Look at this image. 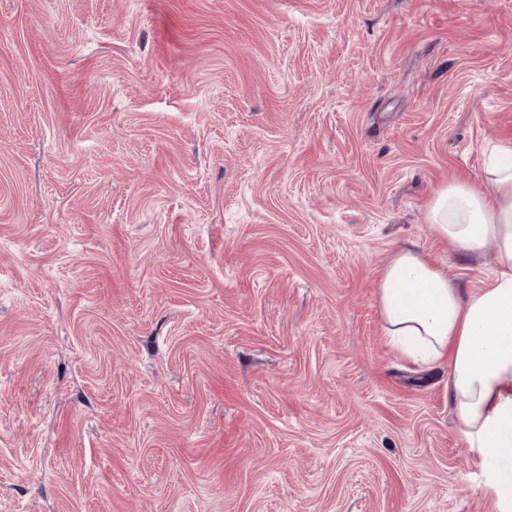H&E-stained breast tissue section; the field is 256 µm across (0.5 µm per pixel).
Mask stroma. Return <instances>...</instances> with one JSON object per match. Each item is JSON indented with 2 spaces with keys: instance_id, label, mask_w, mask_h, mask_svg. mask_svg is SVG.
<instances>
[{
  "instance_id": "35a3bbf8",
  "label": "stroma",
  "mask_w": 512,
  "mask_h": 512,
  "mask_svg": "<svg viewBox=\"0 0 512 512\" xmlns=\"http://www.w3.org/2000/svg\"><path fill=\"white\" fill-rule=\"evenodd\" d=\"M512 139V0H0V512H512L377 282Z\"/></svg>"
}]
</instances>
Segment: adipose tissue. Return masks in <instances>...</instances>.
Wrapping results in <instances>:
<instances>
[{
  "mask_svg": "<svg viewBox=\"0 0 512 512\" xmlns=\"http://www.w3.org/2000/svg\"><path fill=\"white\" fill-rule=\"evenodd\" d=\"M427 220L463 258L494 245V274L464 292L420 252L397 250L378 281L384 332L412 361L448 362L461 432L495 467L498 497L512 501V142L495 146L483 186L440 189Z\"/></svg>",
  "mask_w": 512,
  "mask_h": 512,
  "instance_id": "obj_1",
  "label": "adipose tissue"
}]
</instances>
